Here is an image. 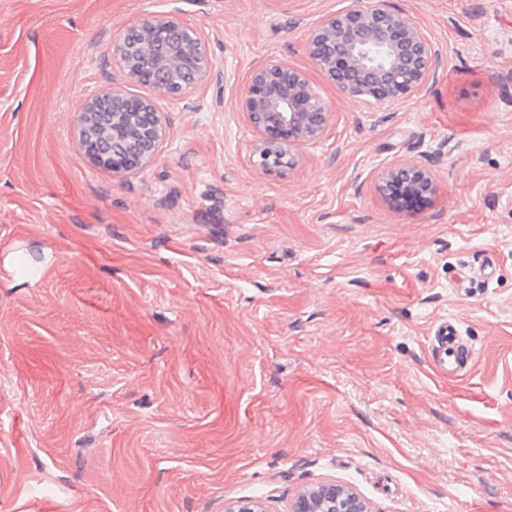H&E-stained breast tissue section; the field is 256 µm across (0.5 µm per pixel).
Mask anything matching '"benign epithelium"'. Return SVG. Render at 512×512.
Returning a JSON list of instances; mask_svg holds the SVG:
<instances>
[{"mask_svg": "<svg viewBox=\"0 0 512 512\" xmlns=\"http://www.w3.org/2000/svg\"><path fill=\"white\" fill-rule=\"evenodd\" d=\"M139 34V59L126 55L129 35L112 46V54L126 76L136 84L145 81L144 64L168 71V82L149 88L158 96L177 98L208 78L214 63L198 32L167 15H148L133 28ZM308 51L318 68L353 97L377 101L396 100L425 86L434 73L437 55L423 30L408 17L382 7L353 10L334 15L314 29ZM110 101L113 135L136 133L144 146L136 154L112 149V153L90 151V160L113 173L127 174L150 164L166 137L162 114L151 99L112 90L86 101L78 123L98 104ZM242 106L259 139L257 162L263 169L283 173L295 162L294 150L314 142L323 134L329 110L314 91L306 74L286 62H273L257 69L242 93ZM398 180L419 194L435 191L433 178L425 169L397 165L381 174L382 191ZM289 512H367L365 505L346 486L322 483L300 490Z\"/></svg>", "mask_w": 512, "mask_h": 512, "instance_id": "1", "label": "benign epithelium"}]
</instances>
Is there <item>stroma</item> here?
Instances as JSON below:
<instances>
[{
	"label": "stroma",
	"instance_id": "35a3bbf8",
	"mask_svg": "<svg viewBox=\"0 0 512 512\" xmlns=\"http://www.w3.org/2000/svg\"><path fill=\"white\" fill-rule=\"evenodd\" d=\"M380 4L440 60L390 102L307 48ZM150 14L194 27L217 80L131 83L112 44ZM274 61L330 107L282 174L241 105ZM113 87L169 119L131 174L80 141ZM397 164L435 192L383 196ZM448 318L458 377L431 355ZM325 482L368 512H512V0H0V512H288ZM398 180H404L411 192L424 195L435 191L430 172L411 165H397L383 172L379 177V187L383 192H387L389 186ZM435 357L437 368L448 376L461 373L472 360V350L461 340L452 319L442 322L434 332Z\"/></svg>",
	"mask_w": 512,
	"mask_h": 512
}]
</instances>
